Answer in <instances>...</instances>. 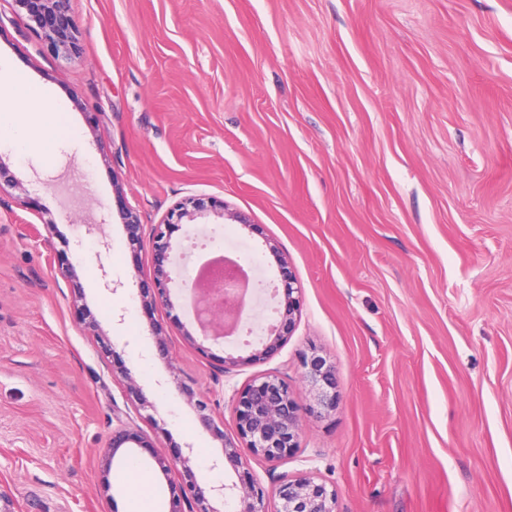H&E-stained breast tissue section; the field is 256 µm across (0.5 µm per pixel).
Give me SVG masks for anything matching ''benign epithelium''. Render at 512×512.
<instances>
[{
	"mask_svg": "<svg viewBox=\"0 0 512 512\" xmlns=\"http://www.w3.org/2000/svg\"><path fill=\"white\" fill-rule=\"evenodd\" d=\"M13 2L26 10L30 21L51 35L69 38L75 30V23L67 14V0ZM206 217L207 210L201 203L185 204L179 209V219L189 224H196ZM164 238V233L157 231L154 241L156 288L145 299L149 305L170 302L168 283L171 278L165 269L169 259L168 244ZM238 290L237 278L231 273L225 274L223 280L207 289V311L230 313L229 304ZM299 292L300 289L293 287V281H288L283 289L280 308L277 309L279 324L268 328L259 340L258 347L252 349L249 355L227 354L221 373H229L244 363L261 362L280 349L296 325L300 308ZM303 366L312 403L302 405L283 378L274 374H260L245 385L233 407L235 440L217 432L210 416L199 415V427L206 432L219 433L224 440L222 455L212 460L211 468L221 469L226 464L235 470L244 467L243 448L268 463L286 460L300 448L304 416L319 417L335 410V367L316 353L304 357ZM149 447L150 442L137 427L121 421L112 429L99 455L103 465L109 468L116 462L126 463L135 458V449ZM151 458L167 484L181 489V496L172 502L170 512H223L222 506L229 502L233 504L234 512H338L335 492L306 474L293 479L280 477L268 490L244 478L238 484L199 482L191 466L195 458L192 442L185 443V450L175 457L154 451Z\"/></svg>",
	"mask_w": 512,
	"mask_h": 512,
	"instance_id": "1",
	"label": "benign epithelium"
}]
</instances>
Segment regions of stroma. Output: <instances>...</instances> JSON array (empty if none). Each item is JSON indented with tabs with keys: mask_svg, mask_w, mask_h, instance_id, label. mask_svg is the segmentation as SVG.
Returning <instances> with one entry per match:
<instances>
[{
	"mask_svg": "<svg viewBox=\"0 0 512 512\" xmlns=\"http://www.w3.org/2000/svg\"><path fill=\"white\" fill-rule=\"evenodd\" d=\"M68 9L64 51L0 0V75L23 76L18 107L36 115L28 154L0 146L22 184L0 193V512H125L123 467L97 456L121 420L170 456L193 442L197 478L238 481L212 469L222 437L198 430L196 400L234 436L232 400L255 375L308 403L313 350L336 368V408L305 417L278 466L248 457L259 486L309 473L338 512H512V0ZM57 109L69 132L48 142ZM188 198L223 223L172 216ZM128 211L161 225L175 282L207 235L210 251L258 259L254 287L293 279L301 315L283 347L224 375L242 345L204 332L180 288L143 307L154 251L129 244Z\"/></svg>",
	"mask_w": 512,
	"mask_h": 512,
	"instance_id": "35a3bbf8",
	"label": "stroma"
}]
</instances>
